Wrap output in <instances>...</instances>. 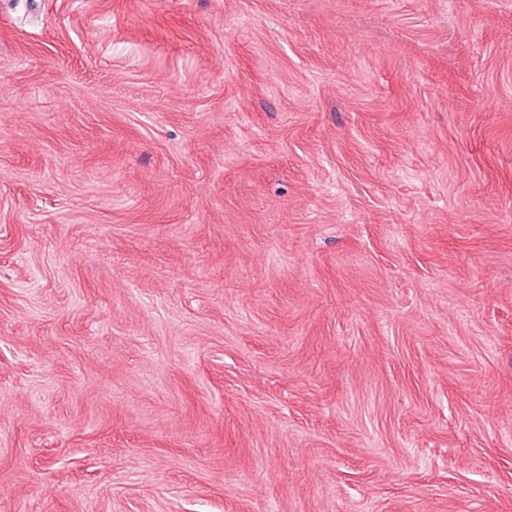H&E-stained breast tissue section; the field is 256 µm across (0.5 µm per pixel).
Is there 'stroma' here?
<instances>
[{"mask_svg": "<svg viewBox=\"0 0 512 512\" xmlns=\"http://www.w3.org/2000/svg\"><path fill=\"white\" fill-rule=\"evenodd\" d=\"M0 512H512V0H0Z\"/></svg>", "mask_w": 512, "mask_h": 512, "instance_id": "1", "label": "stroma"}]
</instances>
